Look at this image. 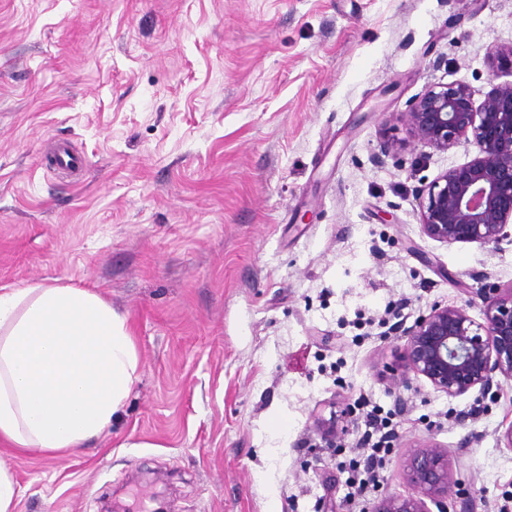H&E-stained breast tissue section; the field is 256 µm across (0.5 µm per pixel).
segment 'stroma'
Instances as JSON below:
<instances>
[{
  "mask_svg": "<svg viewBox=\"0 0 512 512\" xmlns=\"http://www.w3.org/2000/svg\"><path fill=\"white\" fill-rule=\"evenodd\" d=\"M494 47L512 0H0V286L95 289L141 365L84 448L0 443L14 512H372L413 495L429 442L448 512H512V380L438 392L400 334L512 287V244L421 232L419 189L476 144L421 152L401 118L434 85L511 82ZM364 400L394 436L351 505ZM408 476L416 495L406 498L386 496L373 512H430L421 498L427 497L441 503L448 499V492L455 485L446 453L436 443L416 448L409 456Z\"/></svg>",
  "mask_w": 512,
  "mask_h": 512,
  "instance_id": "obj_1",
  "label": "stroma"
}]
</instances>
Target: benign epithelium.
<instances>
[{
  "label": "benign epithelium",
  "mask_w": 512,
  "mask_h": 512,
  "mask_svg": "<svg viewBox=\"0 0 512 512\" xmlns=\"http://www.w3.org/2000/svg\"><path fill=\"white\" fill-rule=\"evenodd\" d=\"M415 146L436 152L477 144L479 154L451 168L419 190L422 233L441 243L476 242L500 249L512 243V82L493 87L474 105L462 84L425 90L404 113ZM485 322L477 323L463 306L434 305L404 332V368L432 387L458 396L478 387L488 390L493 375L512 379V292L478 293ZM408 476L416 495L386 496L373 512H428L423 498H448L455 485L446 453L435 443L409 456Z\"/></svg>",
  "instance_id": "1"
}]
</instances>
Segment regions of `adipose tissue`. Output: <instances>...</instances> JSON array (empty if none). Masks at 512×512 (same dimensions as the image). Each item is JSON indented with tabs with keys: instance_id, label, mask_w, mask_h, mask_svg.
I'll use <instances>...</instances> for the list:
<instances>
[{
	"instance_id": "obj_1",
	"label": "adipose tissue",
	"mask_w": 512,
	"mask_h": 512,
	"mask_svg": "<svg viewBox=\"0 0 512 512\" xmlns=\"http://www.w3.org/2000/svg\"><path fill=\"white\" fill-rule=\"evenodd\" d=\"M139 372L127 315L99 293L0 287V442L73 452L111 423Z\"/></svg>"
}]
</instances>
